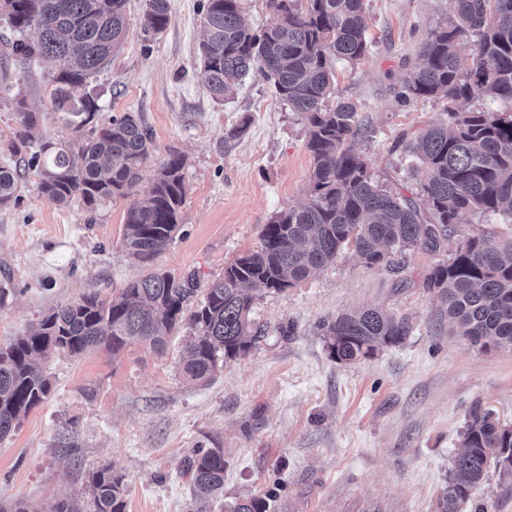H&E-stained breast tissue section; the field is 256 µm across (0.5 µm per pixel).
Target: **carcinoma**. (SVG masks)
<instances>
[{"label": "carcinoma", "mask_w": 512, "mask_h": 512, "mask_svg": "<svg viewBox=\"0 0 512 512\" xmlns=\"http://www.w3.org/2000/svg\"><path fill=\"white\" fill-rule=\"evenodd\" d=\"M127 0H7L13 26L34 29L11 54L44 57L56 65L51 91L71 137L33 143L37 112H24L17 132L18 162L0 164V207L15 201L20 166L36 173L42 197L65 204L77 197L91 210L112 197L137 194L141 172L155 150L140 115L125 112L99 121L96 103L81 95L125 38ZM243 0H202L200 75L218 100L254 65L273 82L282 101L306 126L313 160V194L277 214L261 231L258 250L224 268L199 288L194 272H150L109 300L95 296L47 314L37 330L0 347V439L13 432L51 392L42 360L52 351L80 356L91 348L117 352L131 342L164 349L178 327L189 330L182 373L207 381L219 364L247 352L260 334L252 317L255 293L281 291L333 262L345 248L372 267L394 263L406 249L433 252L468 213L512 219V108L469 110L476 97L512 102V0H454V18L422 43L421 65L402 83L400 97H442L448 118L405 143L422 174V202L374 183L368 162L352 149L359 134L356 108L325 106L336 61H358L370 49L364 0H268L273 18L261 30L245 18ZM169 21V0H146L141 30L148 41ZM477 37L464 65L459 40ZM186 158L171 151L156 168L148 194L128 208L122 246L148 263L175 239L186 195ZM425 287L438 291L451 333L482 351L512 352V237L471 233L455 253L436 264ZM202 300H196L198 294ZM408 319L379 308L344 313L325 327L332 358L353 363L409 336ZM512 478V428L474 412L461 434L437 503L458 512L489 469ZM192 512H210L224 492V449L206 448L189 458ZM124 476L109 467L92 472L93 512H125ZM229 512H265L257 499L239 500Z\"/></svg>", "instance_id": "obj_1"}]
</instances>
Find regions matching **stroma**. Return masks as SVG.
Masks as SVG:
<instances>
[{"label": "stroma", "mask_w": 512, "mask_h": 512, "mask_svg": "<svg viewBox=\"0 0 512 512\" xmlns=\"http://www.w3.org/2000/svg\"><path fill=\"white\" fill-rule=\"evenodd\" d=\"M199 2L170 0L166 29L147 45L144 0H129L124 43L84 92L100 120L136 112L152 129L156 150L139 194L169 150L185 155L183 224L153 266L196 272L205 285L258 249L264 224L306 201L312 161L304 121L258 68L231 97H212L200 79ZM364 3L371 49L359 61H337L327 103L355 105L362 133L354 149L368 158L371 177L414 198L418 178L400 141L446 119V101H403L397 92L420 65L427 34L452 19L454 2ZM14 37L0 10V162L15 159L17 99L40 113V139L71 135L51 103L54 63L5 54ZM130 204L117 197L93 211L78 199L56 205L26 173L17 201L0 207V283L12 288L0 307V346L58 305L111 298L145 275L121 246ZM484 229L512 236V222L468 214L438 252L369 267L346 249L295 286L258 293L261 338L204 383L181 373V332L161 353L132 342L116 353L53 354L49 396L0 440V503L53 512L70 500L88 512L89 475L110 466L125 477L126 512H188L185 462L216 444L226 468L211 512L245 497L263 499L268 512H437L470 413L488 411L512 427V352L486 353L451 336L437 294L422 286L464 236ZM365 307L408 319L410 335L354 363L331 359L322 324ZM459 512H512V479L490 471Z\"/></svg>", "instance_id": "1"}]
</instances>
